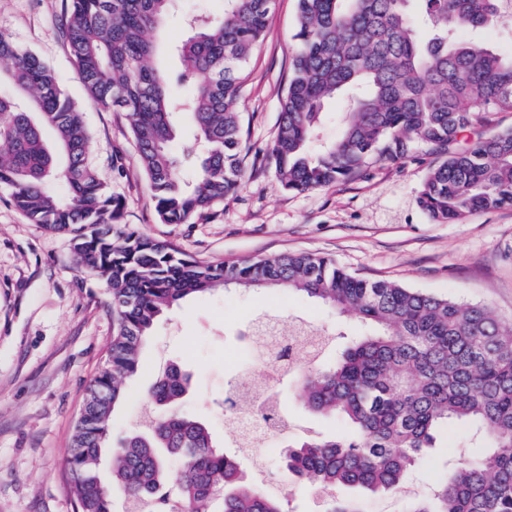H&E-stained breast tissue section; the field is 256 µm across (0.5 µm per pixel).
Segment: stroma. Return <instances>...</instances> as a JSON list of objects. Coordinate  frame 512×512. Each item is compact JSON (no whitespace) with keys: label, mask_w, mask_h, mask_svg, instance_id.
Masks as SVG:
<instances>
[{"label":"stroma","mask_w":512,"mask_h":512,"mask_svg":"<svg viewBox=\"0 0 512 512\" xmlns=\"http://www.w3.org/2000/svg\"><path fill=\"white\" fill-rule=\"evenodd\" d=\"M65 8L66 0H0V34L42 59L82 108L98 175L122 202L119 223L199 261L328 255L364 278L488 307L512 327V207L458 224L431 221L416 197L432 155L377 162L361 175L307 192L279 183L268 148L295 55L296 0H275L261 48L247 67L239 107L248 150L243 183L191 224L161 223L124 113L88 99L59 30ZM117 153L123 157L119 172L112 167ZM273 317L329 328L340 347L363 331L356 315H337L299 292L231 288L187 299L156 322L141 351L146 371L125 382L113 438L139 429L153 411L147 394L158 370L175 364L192 376L182 412L205 419L215 445L230 447L235 419L224 413V394L241 377L262 373L265 359L252 326ZM112 331L109 296L78 266L70 235L29 223L0 192V512H73L61 475ZM297 386L293 375L276 386L294 432H342L335 418L302 406ZM285 447L277 435L246 452L247 473L287 493L288 512H322L314 494L285 482ZM448 449H433L412 470L407 493L364 497V512H406L409 498L429 496L447 469Z\"/></svg>","instance_id":"1"}]
</instances>
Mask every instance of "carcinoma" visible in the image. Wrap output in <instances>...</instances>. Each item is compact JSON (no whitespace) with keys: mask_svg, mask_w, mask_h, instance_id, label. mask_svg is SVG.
Returning a JSON list of instances; mask_svg holds the SVG:
<instances>
[{"mask_svg":"<svg viewBox=\"0 0 512 512\" xmlns=\"http://www.w3.org/2000/svg\"><path fill=\"white\" fill-rule=\"evenodd\" d=\"M178 0H69L62 35L90 97L125 113L163 224H191L234 194L245 175L238 112L244 70L263 42L273 0H216L184 16L180 71L155 60ZM512 0H297L298 41L268 151L280 183L305 192L376 161L421 149L438 156L418 205L456 224L512 207V129L484 132L488 115L512 112V52L460 36L495 26ZM0 191L30 223L73 234L78 264L105 285L116 317L107 360L75 422L64 480L73 512H114L96 462L112 452V483L127 512H285L215 446L204 421L175 411L189 377L167 367L148 392L168 412L109 445L125 379L143 365L155 322L181 301L220 288L296 290L368 327L329 364L334 338L300 367L298 397L348 428L308 433L284 453V476L322 499L325 512H361L344 488L388 494L429 455L437 435L463 427L478 449L456 461L431 498L408 512H512V328L479 305L359 277L327 256L283 254L200 262L173 245L114 224L120 201L99 178L79 105L34 53L0 35ZM347 103L334 141L320 137L326 105ZM195 129L177 142L173 115ZM476 138L457 147L459 136ZM178 462L177 469L171 462Z\"/></svg>","mask_w":512,"mask_h":512,"instance_id":"carcinoma-1","label":"carcinoma"}]
</instances>
